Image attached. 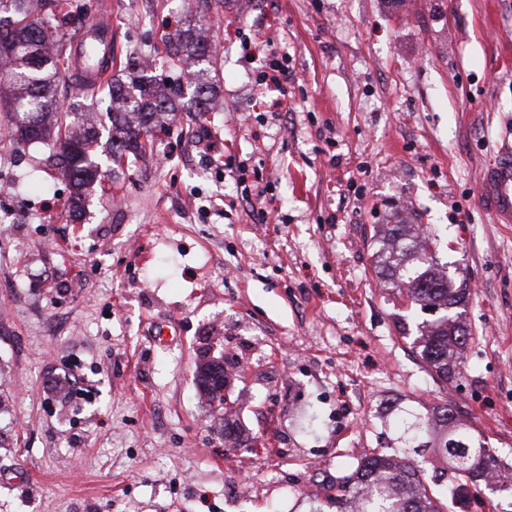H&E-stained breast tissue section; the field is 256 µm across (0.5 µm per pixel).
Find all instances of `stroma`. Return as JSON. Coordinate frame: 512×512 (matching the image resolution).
I'll list each match as a JSON object with an SVG mask.
<instances>
[{
	"label": "stroma",
	"mask_w": 512,
	"mask_h": 512,
	"mask_svg": "<svg viewBox=\"0 0 512 512\" xmlns=\"http://www.w3.org/2000/svg\"><path fill=\"white\" fill-rule=\"evenodd\" d=\"M102 15L115 59L161 78V35L205 30L213 109L123 167L98 152L74 215L42 146L0 148V512H307L395 404L451 406L512 465V224L479 201L512 146V0H92ZM263 43L287 107L246 52ZM384 224L434 231L471 287L449 386L401 336L419 316L376 271ZM214 357L248 446L198 390ZM275 52L268 54L265 58L264 67L267 68L271 75L264 71L262 72L263 80L266 78L269 79L271 83L275 86V91L279 93L281 98L276 100V105L282 106L283 103L288 98V73L284 69L283 65L280 63L278 59L275 58Z\"/></svg>",
	"instance_id": "stroma-1"
}]
</instances>
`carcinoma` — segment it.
I'll list each match as a JSON object with an SVG mask.
<instances>
[{
  "instance_id": "cac0c4a2",
  "label": "carcinoma",
  "mask_w": 512,
  "mask_h": 512,
  "mask_svg": "<svg viewBox=\"0 0 512 512\" xmlns=\"http://www.w3.org/2000/svg\"><path fill=\"white\" fill-rule=\"evenodd\" d=\"M60 0H0V110L8 117L0 128V145L39 143L43 161L61 170L72 188L69 211L81 207L85 190L102 178L94 158L99 127L108 121L112 162L145 151L147 138L165 130L163 118L178 112L181 85L134 75L130 83L106 82V107L83 110L56 97V82L68 65V50L82 31L63 30L57 22ZM206 52V40L192 31L166 43L172 71L194 80L189 111L208 112L213 87L203 74L190 70ZM436 238L420 224H388L384 228L382 271L408 304L430 315L416 325L411 345L423 363L443 382L461 374L468 336L459 308L466 306L468 288L455 287L433 258ZM210 405L224 408V385L198 377ZM400 434L389 453H375L336 475L324 499L309 512H450L449 506L469 497V485L493 494L512 496V480H504L502 463L475 429L446 404L420 411L398 410Z\"/></svg>"
}]
</instances>
